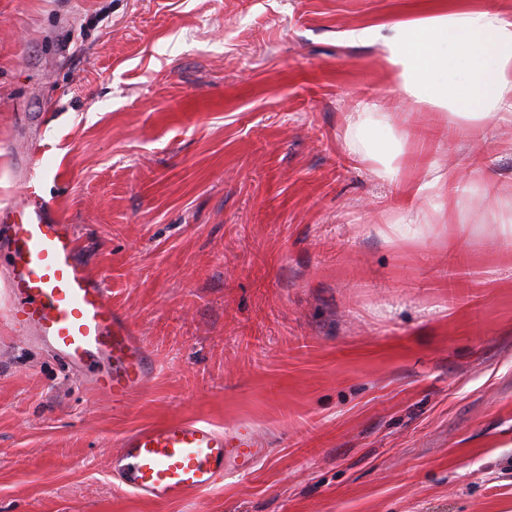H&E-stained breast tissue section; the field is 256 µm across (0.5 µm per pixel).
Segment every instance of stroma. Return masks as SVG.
<instances>
[{"instance_id": "35a3bbf8", "label": "stroma", "mask_w": 512, "mask_h": 512, "mask_svg": "<svg viewBox=\"0 0 512 512\" xmlns=\"http://www.w3.org/2000/svg\"><path fill=\"white\" fill-rule=\"evenodd\" d=\"M419 0H0V205L40 191L155 361L120 409L0 318V512H512V251L376 233L431 162L512 181V126L469 141L392 93L348 31ZM376 101L401 181L350 152ZM170 418L268 453L173 503L121 489L119 440Z\"/></svg>"}]
</instances>
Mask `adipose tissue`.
<instances>
[{
  "label": "adipose tissue",
  "mask_w": 512,
  "mask_h": 512,
  "mask_svg": "<svg viewBox=\"0 0 512 512\" xmlns=\"http://www.w3.org/2000/svg\"><path fill=\"white\" fill-rule=\"evenodd\" d=\"M373 37L395 75V92L406 102L466 118L476 128L512 125V19L484 7L442 5L348 33L355 43ZM389 122V113L377 104L363 105L348 116L347 144L374 162L376 175L391 183L402 174L395 163L398 153L377 136ZM490 164V158L479 157L459 178L432 167L429 178L415 188V205L398 213L391 232L403 240L417 239L435 221L418 199L460 207L465 197L487 186Z\"/></svg>",
  "instance_id": "ef3b65f1"
}]
</instances>
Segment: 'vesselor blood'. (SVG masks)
Masks as SVG:
<instances>
[{
  "label": "vessel or blood",
  "instance_id": "obj_1",
  "mask_svg": "<svg viewBox=\"0 0 512 512\" xmlns=\"http://www.w3.org/2000/svg\"><path fill=\"white\" fill-rule=\"evenodd\" d=\"M0 283L16 338L52 353L91 393L125 403L151 378V352L101 280L79 257L75 228L33 194L0 207ZM262 443L248 428L227 434L201 420L171 419L125 435L110 469L146 499L182 500L216 491L224 471L250 470Z\"/></svg>",
  "mask_w": 512,
  "mask_h": 512
}]
</instances>
